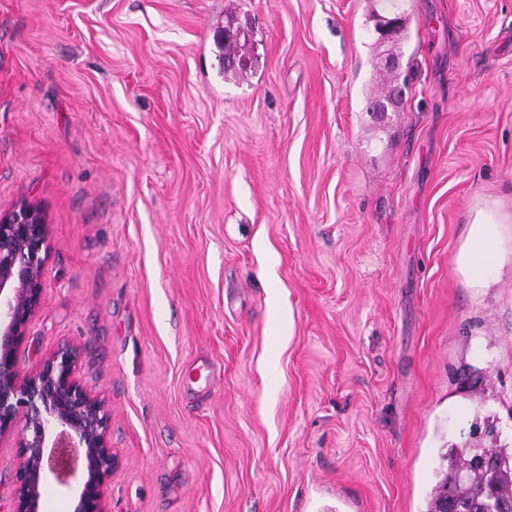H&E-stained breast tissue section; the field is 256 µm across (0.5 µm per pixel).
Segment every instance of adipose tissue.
<instances>
[{
    "label": "adipose tissue",
    "instance_id": "obj_1",
    "mask_svg": "<svg viewBox=\"0 0 512 512\" xmlns=\"http://www.w3.org/2000/svg\"><path fill=\"white\" fill-rule=\"evenodd\" d=\"M512 257V216L497 207L476 211L465 241L455 258V269L472 287H484L490 271Z\"/></svg>",
    "mask_w": 512,
    "mask_h": 512
}]
</instances>
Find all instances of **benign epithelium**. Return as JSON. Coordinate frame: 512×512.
<instances>
[{"label": "benign epithelium", "mask_w": 512, "mask_h": 512, "mask_svg": "<svg viewBox=\"0 0 512 512\" xmlns=\"http://www.w3.org/2000/svg\"><path fill=\"white\" fill-rule=\"evenodd\" d=\"M48 224L30 202L0 213V440H15L11 509L40 512L46 484L68 486L83 464L75 512H109L105 488L118 461L104 399L78 371V350L62 343L21 375L18 352L43 296Z\"/></svg>", "instance_id": "7a95c632"}]
</instances>
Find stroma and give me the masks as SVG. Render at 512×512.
<instances>
[{
    "label": "stroma",
    "instance_id": "obj_1",
    "mask_svg": "<svg viewBox=\"0 0 512 512\" xmlns=\"http://www.w3.org/2000/svg\"><path fill=\"white\" fill-rule=\"evenodd\" d=\"M405 16L379 127L369 0H0V211L49 225L21 366L78 348L111 512H426L472 427L512 448V263L454 267L512 213V0ZM240 26L232 27L231 24L224 26L216 35V44L220 51V64L224 66V74L242 73L246 70L251 58L248 56L251 38ZM224 31V38L220 33ZM228 61V64L226 62ZM401 72L390 69H378L375 72L374 82L370 86L367 93V106L370 103H383L389 109L395 110L402 101V89L399 85ZM376 104V105H377ZM512 215L496 206L476 211L465 241L455 258V269L473 288H483L490 271L512 255Z\"/></svg>",
    "mask_w": 512,
    "mask_h": 512
}]
</instances>
